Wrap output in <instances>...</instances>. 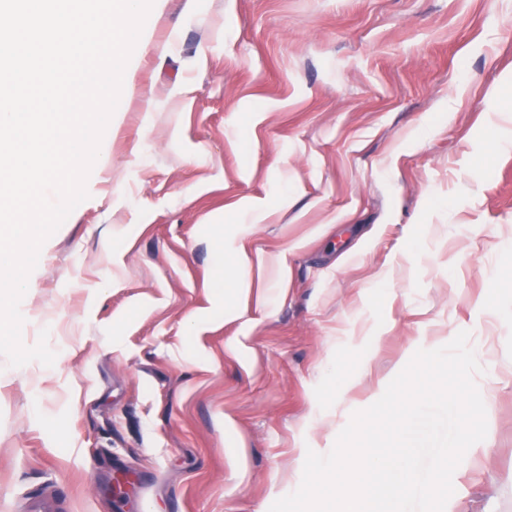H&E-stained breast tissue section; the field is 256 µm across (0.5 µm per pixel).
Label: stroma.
<instances>
[{"label":"stroma","mask_w":512,"mask_h":512,"mask_svg":"<svg viewBox=\"0 0 512 512\" xmlns=\"http://www.w3.org/2000/svg\"><path fill=\"white\" fill-rule=\"evenodd\" d=\"M183 2L29 276L22 342L48 330L53 366L0 355V512H269L462 330L488 431L445 512H512V0ZM243 201L270 212L241 234ZM234 233L260 260L225 294Z\"/></svg>","instance_id":"obj_1"}]
</instances>
